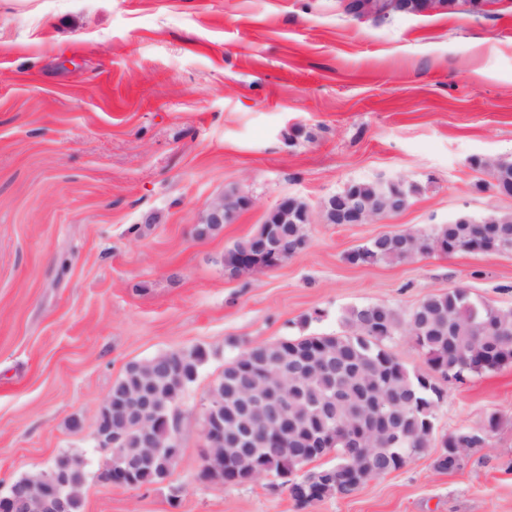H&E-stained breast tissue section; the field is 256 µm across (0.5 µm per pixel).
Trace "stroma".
Wrapping results in <instances>:
<instances>
[{
	"label": "stroma",
	"mask_w": 512,
	"mask_h": 512,
	"mask_svg": "<svg viewBox=\"0 0 512 512\" xmlns=\"http://www.w3.org/2000/svg\"><path fill=\"white\" fill-rule=\"evenodd\" d=\"M512 161V0L484 13L343 14L338 0H0V495L60 453L82 512H512V364L447 382L432 449L353 497L309 505L267 478L201 476L202 403L245 348L344 332L348 308L406 313L454 288L512 308V254L354 266L382 234L512 212L468 160ZM418 186L402 212L326 223L350 182ZM250 198L199 237L208 205ZM285 198L306 242L238 277L224 253ZM204 347L166 480H102L91 427L133 361ZM497 426L463 469L439 439Z\"/></svg>",
	"instance_id": "35a3bbf8"
}]
</instances>
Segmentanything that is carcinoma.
<instances>
[{"instance_id": "1", "label": "carcinoma", "mask_w": 512, "mask_h": 512, "mask_svg": "<svg viewBox=\"0 0 512 512\" xmlns=\"http://www.w3.org/2000/svg\"><path fill=\"white\" fill-rule=\"evenodd\" d=\"M474 169L490 171L492 186L512 195V161L490 162L473 158ZM387 191L411 197L415 187L402 183L352 182L338 195L352 192L382 201ZM283 247L303 244L304 225L280 224ZM253 236L238 242L224 255V269L232 274L243 271V261L256 253ZM455 252H512V213L491 211L479 218L458 217L426 232L400 231L371 239L347 255L352 265L370 266L403 262L420 254ZM342 318L349 333L282 339L251 346L224 364L211 393L224 398V405L237 409V419L224 422L225 435H241L239 447L224 446V484L239 485L252 471H264L280 478L292 500L301 505L327 497H348L368 480L387 471H397L429 448L434 434V409L442 399V388L433 374L463 382L469 376L512 364V310L478 300L464 288L432 293L413 309L401 315L393 308L372 304L346 310ZM401 331L412 336L426 358L429 372L409 371L390 351L386 341ZM205 349L173 350L127 365L124 374L110 390L111 402L101 407L96 424L123 428L122 439L103 451L115 458L146 447L144 435L157 430L148 413L127 420L118 403L126 396L151 393L173 409L195 383L207 359ZM295 371L276 376L273 392L288 400V416L298 429L288 432L278 446H262L269 422L261 421L241 406L258 388L259 369L275 371L283 360ZM378 406L386 422L373 433L354 440L348 436L333 443L326 452L336 453V481L322 485L309 499L307 483H318L321 471L302 472L307 442L303 426L318 409H324L330 425L346 431L365 420ZM474 430L460 429L441 439L433 466L438 472L453 473L464 468ZM83 458L60 455L44 470L30 491L46 494L58 487V470L74 481L85 482ZM170 473L165 453L155 456L148 470L137 481L152 484Z\"/></svg>"}]
</instances>
